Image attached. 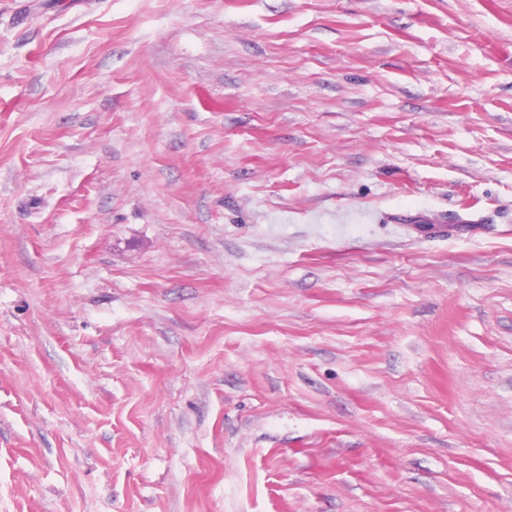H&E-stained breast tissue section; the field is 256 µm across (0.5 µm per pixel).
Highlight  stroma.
<instances>
[{"mask_svg":"<svg viewBox=\"0 0 512 512\" xmlns=\"http://www.w3.org/2000/svg\"><path fill=\"white\" fill-rule=\"evenodd\" d=\"M0 512H512V0H0Z\"/></svg>","mask_w":512,"mask_h":512,"instance_id":"stroma-1","label":"stroma"}]
</instances>
